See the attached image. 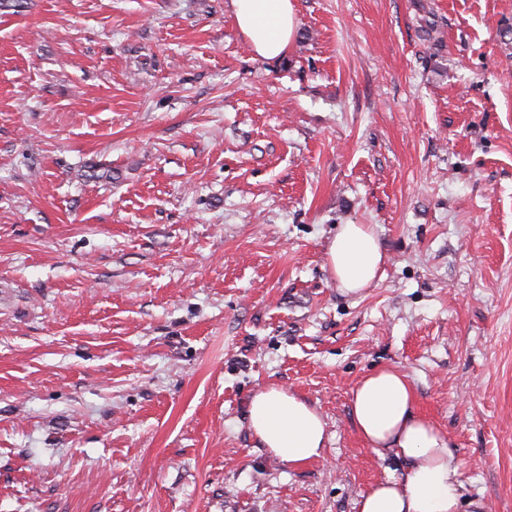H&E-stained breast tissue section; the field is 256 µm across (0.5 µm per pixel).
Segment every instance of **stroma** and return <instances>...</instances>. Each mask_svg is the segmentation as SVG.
I'll return each mask as SVG.
<instances>
[{
    "mask_svg": "<svg viewBox=\"0 0 512 512\" xmlns=\"http://www.w3.org/2000/svg\"><path fill=\"white\" fill-rule=\"evenodd\" d=\"M294 3L271 62L230 0L0 7V512H358L385 367L512 512V0ZM272 386L322 458L262 448ZM327 260L340 288L360 294L376 278L383 254L369 224H342L327 247ZM249 424L263 448L292 465L322 456L325 423L308 401L285 388L272 386L250 401Z\"/></svg>",
    "mask_w": 512,
    "mask_h": 512,
    "instance_id": "1",
    "label": "stroma"
}]
</instances>
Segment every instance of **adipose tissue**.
<instances>
[{
  "label": "adipose tissue",
  "instance_id": "1",
  "mask_svg": "<svg viewBox=\"0 0 512 512\" xmlns=\"http://www.w3.org/2000/svg\"><path fill=\"white\" fill-rule=\"evenodd\" d=\"M236 25L250 50L261 58H281L296 31L293 0H231ZM327 260L340 288L359 294L375 279L383 254L368 224L341 225L327 247ZM358 434L378 455L405 464L397 480L372 486L358 512H483L480 500L463 498L458 464L448 440L415 411L405 374L382 368L364 376L353 391ZM249 424L264 448L292 465L321 457L325 423L308 401L272 386L250 401Z\"/></svg>",
  "mask_w": 512,
  "mask_h": 512
}]
</instances>
